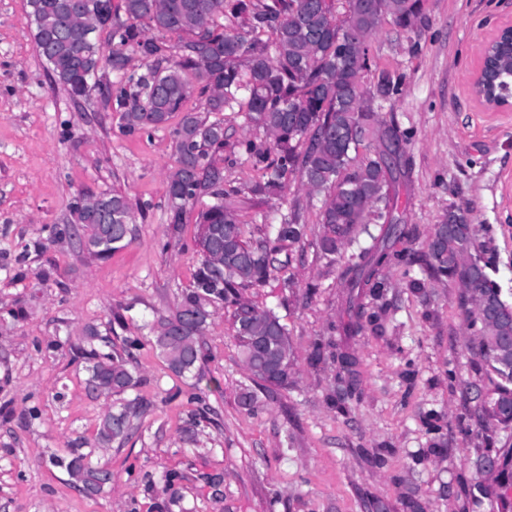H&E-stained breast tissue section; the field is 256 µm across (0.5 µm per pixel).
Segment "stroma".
Here are the masks:
<instances>
[{
    "label": "stroma",
    "mask_w": 512,
    "mask_h": 512,
    "mask_svg": "<svg viewBox=\"0 0 512 512\" xmlns=\"http://www.w3.org/2000/svg\"><path fill=\"white\" fill-rule=\"evenodd\" d=\"M28 11V0H0V404L37 407L38 417L0 414V512H407L411 497L420 512H489L471 497L482 479L473 462L512 434L480 424L463 396L476 373L458 289L421 268L393 266L378 325L353 336L331 331L345 319L339 275L357 244L332 259L321 254L319 208L298 177L281 192L254 193L261 175L239 144L265 148L269 138L243 113L209 112L196 92L184 109L224 121V149L214 159L225 187L237 190L247 236L264 237L294 210L305 225L300 243L281 245L289 266L246 292L288 326L291 383L261 393L256 412L239 404L248 373L231 312L216 306L204 335L210 391L174 376L151 346L137 352L138 392L151 406L132 437L105 453L107 493H80L49 464L50 454L92 439L105 408L88 394L70 342L119 314L118 349L124 337L147 335L155 313L174 309L201 260L200 208H185L180 237L169 240L177 119L126 133L114 101L74 100L49 78ZM424 14L416 33L381 24L367 41L371 69L363 77L367 86L380 70L403 77L383 112L407 135L395 216L415 234L401 247L422 253L435 225L463 210L511 297L512 112L482 110L471 81L481 43L512 23V0H424ZM112 191L133 207L137 232L128 247L99 260L76 244L47 242L45 226L63 223L76 196ZM49 268L54 279L42 280ZM412 275L424 278L423 291L408 288ZM20 307L25 318L8 319ZM327 335L360 361L358 392L341 408L329 401L335 366L309 359L311 339ZM167 472L176 476L169 487L159 481Z\"/></svg>",
    "instance_id": "35a3bbf8"
}]
</instances>
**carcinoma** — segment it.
<instances>
[{"label": "carcinoma", "instance_id": "1", "mask_svg": "<svg viewBox=\"0 0 512 512\" xmlns=\"http://www.w3.org/2000/svg\"><path fill=\"white\" fill-rule=\"evenodd\" d=\"M28 5L36 51L54 82L71 96L86 98L94 91L104 98L116 97L123 109L122 127L129 133L167 124L182 111L195 86L206 96L210 112L236 104L250 123L272 138L270 149L242 143L253 166L263 173L255 192L282 190L289 176L297 174L311 192L323 194L319 248L326 256L368 234L370 242L359 248L357 260L342 273L349 317L342 325L344 333L355 335L364 324L377 320L363 299L382 298L384 270L390 265H418L432 278L466 284L458 303L473 329L467 349L479 364V382L486 390L475 418L485 423L486 414L496 408V426L512 429V359L502 358L484 341L501 326L512 333V300L492 278L491 261L475 253V229L462 212L451 225L434 228L436 240L424 254L396 248L414 235L412 225L396 222L391 194L396 168L389 156L398 155L405 134L395 123L380 119L379 112L398 94L400 80L382 70L370 87L361 82L362 71L370 68L363 57L365 41L385 20L406 31L421 28L423 0H346L341 19L334 0H323L320 10L312 8V0H121L118 5L112 0H28ZM227 13L243 18L246 30L224 29L219 19ZM143 20L158 33H184L188 38L174 49L157 36H147L139 27ZM104 28L112 33V50L105 59L97 43V33ZM129 47L154 58L156 65L143 74L128 72ZM103 60L118 79L114 93L113 85L92 81ZM366 131L378 148L374 156L360 159L358 149ZM173 135L177 171L168 184L170 238L180 236L185 206L205 198L211 202L199 213L202 260L193 289L182 294L173 311L159 316L158 327L164 331L147 342L176 376L200 382L207 360L203 335L212 316L210 307H232L235 339L255 385L243 389L240 400L253 410L258 404L256 390L288 388L291 345L278 313L243 298L242 291L266 283L276 265H288L278 261L273 242H299L305 225L293 212L282 218L275 238H246L231 201L236 190L224 188V169L213 161L224 149V123L187 112ZM387 216L391 220L381 235L368 232V224ZM48 231L52 241L83 236L100 247L95 257L107 259L133 241L136 226L126 196L86 193L71 203L65 223L53 224ZM478 300L493 305L499 319L479 316L474 307ZM141 346L140 337H127L120 353L112 349L111 337L96 326L87 327L81 342L71 346L85 361L87 391L107 401L136 389L141 379L130 365ZM311 349L314 363L336 366L334 399H352L358 386L357 357L320 337ZM149 406L139 395L107 406L91 450L79 445L64 456H50L49 463L64 470L81 493H106L112 470L92 460L94 450L122 446L135 429L134 420ZM496 454L500 471L495 484H512V447ZM477 492L494 512H512V506L500 505L491 485L480 483Z\"/></svg>", "mask_w": 512, "mask_h": 512}]
</instances>
